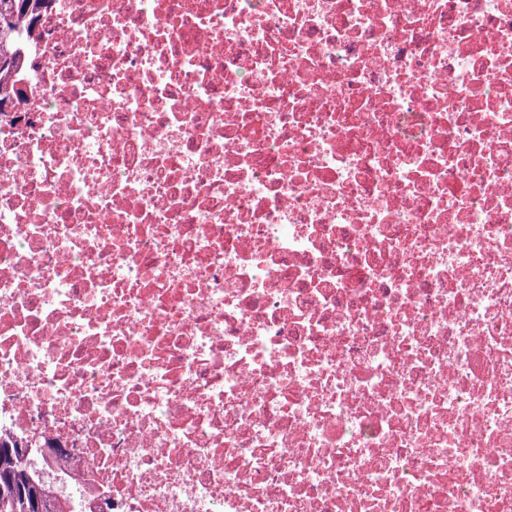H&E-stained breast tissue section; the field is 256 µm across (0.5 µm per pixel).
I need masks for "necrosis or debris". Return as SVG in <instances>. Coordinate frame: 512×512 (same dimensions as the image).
Wrapping results in <instances>:
<instances>
[{"label": "necrosis or debris", "instance_id": "4bbe7bcc", "mask_svg": "<svg viewBox=\"0 0 512 512\" xmlns=\"http://www.w3.org/2000/svg\"><path fill=\"white\" fill-rule=\"evenodd\" d=\"M0 73V441L89 512H512V0H39Z\"/></svg>", "mask_w": 512, "mask_h": 512}]
</instances>
